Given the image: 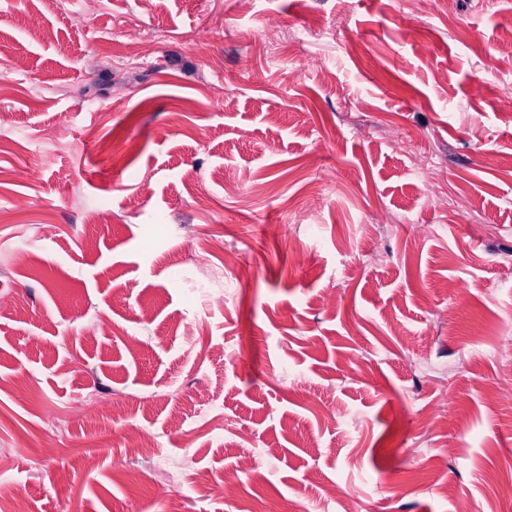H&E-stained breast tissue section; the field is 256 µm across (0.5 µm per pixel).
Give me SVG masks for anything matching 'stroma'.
Here are the masks:
<instances>
[{"label":"stroma","mask_w":512,"mask_h":512,"mask_svg":"<svg viewBox=\"0 0 512 512\" xmlns=\"http://www.w3.org/2000/svg\"><path fill=\"white\" fill-rule=\"evenodd\" d=\"M509 32L512 0H0V492L512 512ZM179 476L188 479L198 491L208 494L213 489L210 474L199 468L193 456L185 457L180 466Z\"/></svg>","instance_id":"obj_1"}]
</instances>
